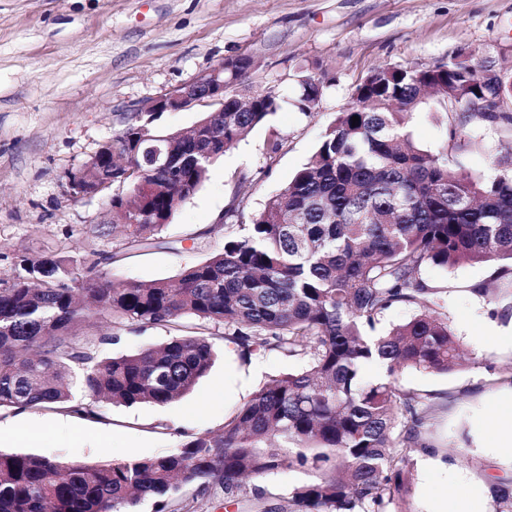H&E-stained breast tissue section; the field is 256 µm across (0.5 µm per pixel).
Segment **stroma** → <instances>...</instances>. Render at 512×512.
Wrapping results in <instances>:
<instances>
[{
    "instance_id": "35a3bbf8",
    "label": "stroma",
    "mask_w": 512,
    "mask_h": 512,
    "mask_svg": "<svg viewBox=\"0 0 512 512\" xmlns=\"http://www.w3.org/2000/svg\"><path fill=\"white\" fill-rule=\"evenodd\" d=\"M461 50L512 62V0H0V278L24 252L105 248L97 228L106 212L99 199L69 196L68 173L112 141L136 108L226 61L253 57L258 68L243 85L275 89L280 109L213 163L158 247L108 267L112 280H177L187 263L221 250L225 232L249 224L308 162L369 69L431 64ZM300 63L329 79L310 115L293 104ZM275 134L283 148L271 158L266 148ZM495 272L489 264L426 270L468 360L445 374L407 370L398 378L402 389L431 400L425 445L478 478L512 477V465L490 466L475 446L478 424L495 411L493 397L512 387V346L501 339L512 323L471 292ZM93 331L114 335L109 356L171 334L103 321ZM211 341L218 358L186 398L106 404L98 421L37 407L0 410V425L15 431L0 441V453L89 464L160 456L220 429L257 389L295 366L276 350L242 360L220 330ZM421 456L408 452L403 512H428L441 483L423 471ZM311 479L287 469L235 497L213 481L181 491L171 508L260 512L287 505L293 487Z\"/></svg>"
}]
</instances>
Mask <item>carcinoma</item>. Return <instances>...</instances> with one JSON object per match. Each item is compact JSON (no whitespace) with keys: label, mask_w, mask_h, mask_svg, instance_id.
<instances>
[{"label":"carcinoma","mask_w":512,"mask_h":512,"mask_svg":"<svg viewBox=\"0 0 512 512\" xmlns=\"http://www.w3.org/2000/svg\"><path fill=\"white\" fill-rule=\"evenodd\" d=\"M326 76L300 66L294 105L313 113ZM259 108L229 89L224 111L208 125L166 134L171 160L128 173L158 136L148 116L131 121L81 168L80 194L110 177V250L17 256L0 280V410L43 407L102 418L101 403L164 405L194 391L215 353L211 329L243 354L279 350L300 367L263 385L228 420L165 455L85 464L0 453V512H138L155 500L166 512L174 496L211 480L234 497L247 479L283 470L314 479L293 488L281 512H392L407 492L405 451L428 424L426 395L402 390L406 369L446 373L460 344L440 289L426 268L512 262V69L493 56L459 51L431 66L376 67L355 86L311 160L252 222L224 235V247L187 264L178 284L114 282L104 268L131 251L155 246L211 165L281 106L259 93ZM466 101L469 112H454ZM431 115L445 137L429 149L410 123ZM359 121L352 122V117ZM500 150L491 175L468 172L461 156L488 127ZM471 292L512 311V268ZM414 309L377 333L392 307ZM95 317L114 325L163 326L177 334L119 356L100 354L113 341L94 336ZM381 360L386 376L366 379ZM80 388L85 401L74 403ZM489 512H512V478L488 480Z\"/></svg>","instance_id":"carcinoma-1"}]
</instances>
